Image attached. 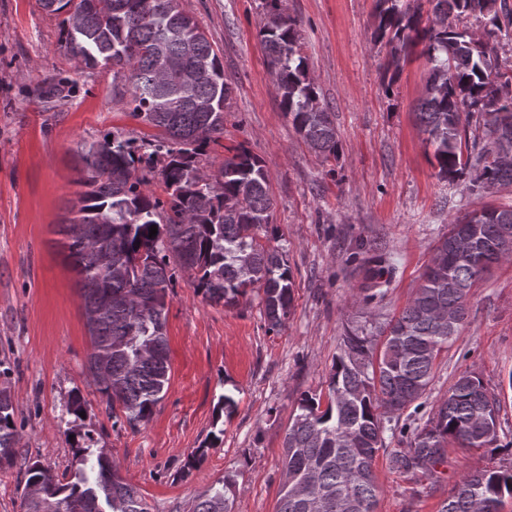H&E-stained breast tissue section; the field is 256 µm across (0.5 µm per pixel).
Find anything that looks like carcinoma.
Returning a JSON list of instances; mask_svg holds the SVG:
<instances>
[{"label":"carcinoma","mask_w":512,"mask_h":512,"mask_svg":"<svg viewBox=\"0 0 512 512\" xmlns=\"http://www.w3.org/2000/svg\"><path fill=\"white\" fill-rule=\"evenodd\" d=\"M49 14L67 11L60 48L77 65L112 68L113 81L129 86L131 115L160 130L143 144L112 135L78 154V183L86 187L60 225L64 248L84 312L92 351L87 370L106 410L122 412L129 427L151 417L170 372L166 335L168 291L183 265L204 298L235 307L248 292L261 293L267 329L279 330L291 314L294 277L274 238L272 202L264 161L244 147L215 164L208 148L224 136V106L232 87L206 34L181 0H40ZM281 0H264L261 42L283 111L303 142L325 161L338 160L335 115L318 92L301 54L297 22ZM483 25L474 42L468 26ZM372 40L389 48L388 65L409 45H423L429 64L417 122L434 147L438 176L466 179L482 195L512 185V64L500 50L512 43L509 0H376ZM481 124L485 137L469 135ZM160 177L166 199L150 193ZM157 234L149 237V228ZM108 253L111 268L94 250ZM512 252V207L486 206L454 219L438 240L414 295L383 322L363 312L340 337L328 375L326 400L304 394L283 437L276 512H376L381 487L374 462L386 456L409 480L438 479L448 444L493 446L499 437V400L472 373L449 387L431 417L404 448L386 442L388 424L421 399L435 363L466 324L475 283ZM390 263L374 253L360 264L359 291L366 305L389 290ZM457 313L453 330L437 311ZM0 360V466H11L20 435ZM75 441L73 469L53 474L38 461L25 466L22 512H149L139 490L92 438ZM512 498V468L463 476L438 512H491ZM228 484L199 495L192 512H232Z\"/></svg>","instance_id":"1"}]
</instances>
